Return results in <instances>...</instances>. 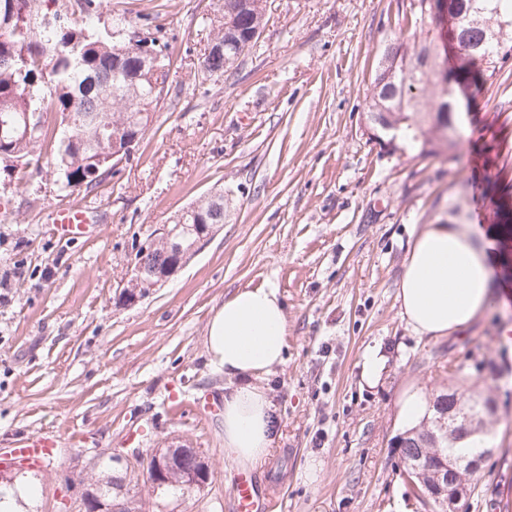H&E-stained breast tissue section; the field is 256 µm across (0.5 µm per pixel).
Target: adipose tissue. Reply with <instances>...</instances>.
I'll return each mask as SVG.
<instances>
[{"label": "adipose tissue", "instance_id": "1", "mask_svg": "<svg viewBox=\"0 0 512 512\" xmlns=\"http://www.w3.org/2000/svg\"><path fill=\"white\" fill-rule=\"evenodd\" d=\"M493 291L485 252L470 224H428L412 244L399 283L401 314L419 334L461 333ZM284 305L275 289L246 288L225 299L208 324L213 364L239 386L224 396V457L235 466L264 462L273 440L272 404L248 377L270 373L288 347Z\"/></svg>", "mask_w": 512, "mask_h": 512}]
</instances>
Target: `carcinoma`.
Here are the masks:
<instances>
[{"instance_id":"1","label":"carcinoma","mask_w":512,"mask_h":512,"mask_svg":"<svg viewBox=\"0 0 512 512\" xmlns=\"http://www.w3.org/2000/svg\"><path fill=\"white\" fill-rule=\"evenodd\" d=\"M79 14L72 21L68 13ZM457 18L458 39L471 50V94L478 96L498 80L512 61V0H411L410 22L424 24ZM239 25L229 35L236 44L232 54L207 56L201 63L205 74L226 73L237 68L243 50L251 44V31L266 24V6L245 0ZM112 0H73L70 8L40 9V0H0V163L3 168L33 175L41 172L38 151L49 149L48 164L57 176L58 190L66 198L81 186L97 188L101 175L113 174L125 155L100 158L96 148L109 127L124 125L144 137L149 130L170 76L167 43L149 30L150 49L160 57L158 68L144 64L138 49L129 46L139 29L110 23ZM459 77L448 66L441 38L426 36L407 47L390 45L381 54L372 90L365 98V112L382 113V121L370 124L368 141L390 153L455 159L459 133L453 113ZM30 118V129L15 126ZM194 216L177 211L168 231L178 242L208 234L210 225L224 223V202L207 196L192 203ZM148 264L161 273L178 267L184 254L176 247L147 246ZM187 455L157 476L147 468L145 481H159L161 490L181 489L183 480H171L177 470H193L200 455ZM15 474L0 477V512H6L7 496L19 494ZM122 478L107 475L93 480L91 491L97 507L89 512H112Z\"/></svg>"}]
</instances>
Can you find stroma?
<instances>
[{
    "mask_svg": "<svg viewBox=\"0 0 512 512\" xmlns=\"http://www.w3.org/2000/svg\"><path fill=\"white\" fill-rule=\"evenodd\" d=\"M409 0H267L268 22L237 69L202 76L223 0H112L169 45L167 93L129 160L94 191L56 195L54 177L0 176V449L55 432L32 472L35 512H60L65 485L124 474L134 456L195 449L207 484L185 493L131 477L136 512H237L239 475L262 512H430L391 448L400 398L465 388L490 403L493 450L459 512H504L512 493V63L457 113L456 160L399 156L369 143L364 102L377 58L420 39ZM224 224L166 283L134 303L121 291L137 248L212 190ZM88 207L85 236L60 240L53 211ZM476 224L494 294L462 335L416 333L398 284L424 225ZM274 288L285 306V361L255 378L277 421L273 451L239 472L224 458V394L205 336L224 299ZM385 365L377 384L361 366ZM464 374H456V365ZM211 407H203L204 399ZM84 446H76L72 432Z\"/></svg>",
    "mask_w": 512,
    "mask_h": 512,
    "instance_id": "1",
    "label": "stroma"
}]
</instances>
